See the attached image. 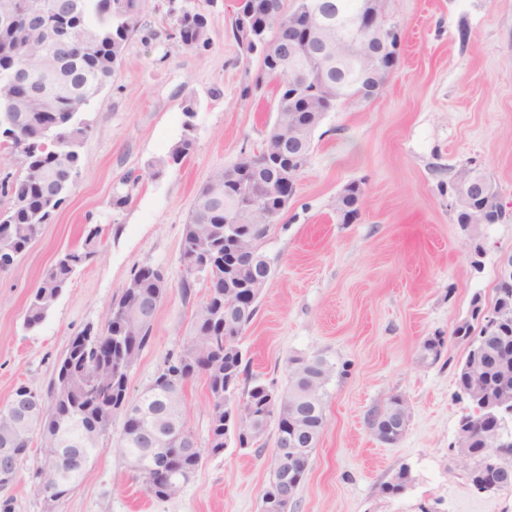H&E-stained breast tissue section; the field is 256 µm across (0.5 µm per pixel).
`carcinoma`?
Masks as SVG:
<instances>
[{"instance_id":"1","label":"carcinoma","mask_w":512,"mask_h":512,"mask_svg":"<svg viewBox=\"0 0 512 512\" xmlns=\"http://www.w3.org/2000/svg\"><path fill=\"white\" fill-rule=\"evenodd\" d=\"M143 0H59L60 9L74 6L77 14L70 20L68 35L74 40L94 38L93 53L80 62H69L66 69L70 81L57 86L58 100L54 114L40 110L34 102H23V116L17 110L0 107V126L13 124L17 131L13 141L6 144L10 153L18 157L22 173L0 182V195L8 198V205L0 209V250L24 252L40 227L50 223L55 212L64 203L71 182L63 180V168L74 164V174H79L80 157L73 151V133L90 131V125L77 118L80 110L93 104L100 96L117 66L129 40L138 29V18ZM321 11L319 18L333 24L328 38H347L357 31L356 19L363 15L366 0H316ZM41 0H26L27 20L24 24L0 30V97L14 92L13 82L19 66L35 61L45 49L54 48V37L62 34L60 18L40 7ZM301 0H257L256 8L270 15V28L276 26L283 15L296 22ZM169 37L177 39L188 48L208 45V18L198 7L185 9L174 19ZM318 51L316 46H299L288 57V63H260L263 77L273 83L276 111H288V87H312V71L308 69L307 56ZM335 79L341 85L339 104H346L349 97L365 89L361 65L339 58L331 63ZM193 140L186 135L168 153L169 160L179 162L190 154ZM224 185V170L217 169L197 191L189 222L183 237L196 239L203 250L224 252V209L236 204L237 188L225 185L216 194L212 185ZM100 228H89L82 249L73 250L60 257L47 270L41 283L34 290L24 317V327H39L67 287L72 274L92 259L101 246ZM160 271L151 267L138 270L133 279L139 287L126 288L118 300L110 305L104 324L112 343L102 352L92 348L68 347L58 362L55 374L43 391L49 402L59 399L60 374L66 367L74 370L69 388L73 398L88 393L92 401L75 409L70 400L60 399L55 415L39 422L30 417L20 420L10 405L0 407V456L6 455L15 464L26 456L32 434L43 430L44 448L57 453L55 465L58 486L53 490L56 499L65 498L82 475L85 467L79 460L89 462L100 437L112 427L113 383H122L142 351L152 338L153 317L157 306L166 295L158 287L154 276ZM210 291L205 279L191 276L181 269L178 287L184 299L194 295L197 287ZM498 351L496 341H491L483 355L467 354L458 371V384L471 381L470 366L481 358L493 360ZM232 370L235 386L248 383L243 398L254 414L265 424L280 425L279 415L265 399L267 384L253 379L249 362L241 349L230 353L224 350V295L211 299L196 308L192 327L178 351L169 354L151 385L130 407L123 409V428L118 439L119 454L127 465L144 468L152 463L153 456L164 455L172 448L178 450L177 469L158 474L153 482L135 472V479L147 494L159 501L175 497L184 486L178 478L185 472H196L206 455L224 452V372ZM331 373V366L321 357H294L288 361V386L281 391L284 399L308 376L315 377L317 392L324 387ZM492 388L502 383L512 384V363L503 367H489L483 373ZM196 377L206 379L211 396L209 438L206 445L197 442L177 444L163 437L152 438L150 431L157 422L169 431L187 426L181 404L184 384ZM325 420L322 399L315 406L303 409L296 434L313 437L310 448L319 440V422Z\"/></svg>"}]
</instances>
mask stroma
Instances as JSON below:
<instances>
[{"label":"stroma","instance_id":"35a3bbf8","mask_svg":"<svg viewBox=\"0 0 512 512\" xmlns=\"http://www.w3.org/2000/svg\"><path fill=\"white\" fill-rule=\"evenodd\" d=\"M203 0H146L139 30L99 101L82 109L91 132L80 174L51 223L9 270L0 271V407L19 384L41 390L70 340L105 314L133 274L163 271L170 288L153 335L128 373L138 398L187 336L205 291L178 288L184 228L211 173L265 144L276 118L270 85H256L258 60H245L231 21L235 0L208 9L210 43L187 48L161 33L170 7ZM403 28L400 60L378 96L326 113L297 191L262 241L274 265L240 345L254 378L285 387L294 356L332 366L324 388L325 430L292 512H512V489L473 491L452 442L466 405L456 375L468 351L456 326L471 301L495 300L496 267L512 252V0H390ZM194 149L167 155L185 132ZM165 166L149 177L156 161ZM481 169L501 195L503 216L477 240L456 222L448 185ZM137 184L125 183L127 174ZM363 189L355 221L341 223L336 197ZM130 202L111 208L113 193ZM102 246L79 267L37 331L23 320L44 272L81 248L87 225ZM482 246L481 268L472 265ZM408 426L393 444L369 428L392 397ZM182 406L198 443L208 437L210 398L203 378L187 382ZM121 415L98 444L70 494L49 503L31 474L43 459L33 438L19 465L13 512H260L273 478L274 432L261 450L226 448L206 457L180 493L159 501L115 452ZM411 481L386 489L400 467Z\"/></svg>","mask_w":512,"mask_h":512}]
</instances>
